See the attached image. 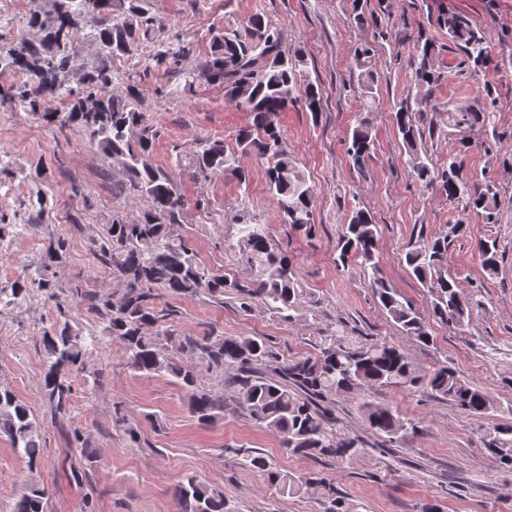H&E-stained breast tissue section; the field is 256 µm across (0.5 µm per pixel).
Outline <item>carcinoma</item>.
Instances as JSON below:
<instances>
[{"instance_id":"1","label":"carcinoma","mask_w":512,"mask_h":512,"mask_svg":"<svg viewBox=\"0 0 512 512\" xmlns=\"http://www.w3.org/2000/svg\"><path fill=\"white\" fill-rule=\"evenodd\" d=\"M92 17V40L98 63L77 89L66 86L74 62L73 36L86 17ZM448 40L463 52L468 66L479 72L499 66L485 33L469 17L448 12L442 17ZM30 24L43 33L38 42L21 39L14 49L17 70L29 80L5 92L3 98L23 108H44L42 120L49 127L77 126L112 158L129 182L130 189L145 199L146 206L132 222L112 219L106 236L95 244L94 255L121 282L117 295L88 293L85 299L97 318L99 333L83 335L70 324L69 309L55 301L61 319L58 328L42 337L46 356L45 395L53 414L63 418L71 407V373L83 368L84 357L98 349L106 337L121 343L130 367L144 375H169L186 392L191 413L202 424L224 416L230 405L256 426L280 436L288 453L309 458L352 456L368 446L359 435H336V397L370 387L403 391L428 390L463 413L485 416L500 406L482 388L448 365L424 369L395 343L375 341L354 346L332 339L314 355L282 358L262 336H181L169 323L175 310L159 307L157 291L194 300L206 296L223 303L224 290L233 289L249 306L259 303L286 323L302 316L305 291L296 279L290 257L270 238L266 225L250 219L239 222L237 247L251 277L241 283L214 274L197 262L190 243L177 233L185 199L178 178L207 180L229 174L248 185L250 173L242 158L253 156L266 164L269 194L277 201L283 221L300 231L314 223V191L298 165L275 118L296 104L312 114L322 111V91L308 76L307 56L291 48L280 29L261 14L240 25L228 24L211 35L210 51L195 68L182 73L183 92L203 82L224 89V100L248 113L249 122L236 134V147L220 139H199L196 150L184 157L175 151L174 168L150 161L152 138L145 114L137 107V88L125 96L109 92L111 61L138 50L151 31L145 0H54L46 12H33ZM373 48L364 42L354 48L352 61L358 71L362 103L348 137L347 155L354 169L363 173L374 144V90L379 77L371 67ZM190 48L178 44L151 56L156 67L177 65ZM435 46L416 40L408 65L417 93L400 102L395 123L406 150V165L416 181L437 184L448 201L481 218L484 224L498 221L494 183H478L462 173L460 154L465 141L434 164L425 147V115L430 91L439 82ZM70 101L64 112L48 107L51 101ZM495 100L448 111L457 128L480 129L496 135ZM465 229L462 223L445 224L431 235H420L405 254L412 274L432 297L431 309L422 315L382 275L378 263L379 227L369 210L352 211L336 246V263L359 264L380 308L405 336L427 346L433 342L429 321L457 330L469 325L471 306L448 274V243ZM484 273L498 274V244L488 237L476 245ZM45 263L27 268L12 289L46 292L53 287ZM199 361L221 378L227 396H217L199 382L193 366ZM358 412L368 433L390 448L417 432L391 406L363 399ZM0 434L12 448L34 465L40 458V425L31 409L10 390L0 388ZM485 448L499 463L512 469V423H499L483 437ZM238 464L257 471L267 483L291 494L318 489L325 512H352L336 485L315 474L295 477L248 448H229ZM45 488L31 487L14 503L13 512H44ZM178 512H229L224 491L193 477L175 486Z\"/></svg>"}]
</instances>
